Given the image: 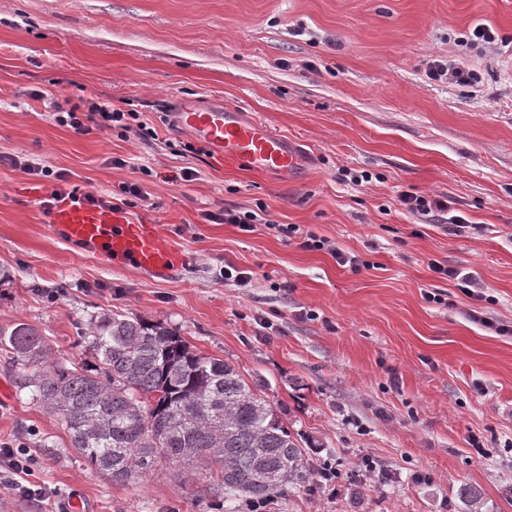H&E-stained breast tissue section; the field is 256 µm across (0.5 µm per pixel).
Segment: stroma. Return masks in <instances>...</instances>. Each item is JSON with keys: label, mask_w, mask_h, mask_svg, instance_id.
<instances>
[{"label": "stroma", "mask_w": 512, "mask_h": 512, "mask_svg": "<svg viewBox=\"0 0 512 512\" xmlns=\"http://www.w3.org/2000/svg\"><path fill=\"white\" fill-rule=\"evenodd\" d=\"M478 25L498 43L473 40ZM435 60L474 71L478 87L430 75ZM82 87L130 103L156 138L79 135L33 97L73 100ZM214 103L287 136L301 173L283 182L188 152L193 138L171 113ZM0 155L102 197L143 183L148 200L127 216L184 257L163 276L76 249L49 222L48 181L0 166V331L28 323L51 359L82 363L79 327L114 310L265 377L283 421L319 442L339 476L262 512H465L464 486L482 512H512V337L472 323L468 299L428 268L436 258L473 273L487 316L512 321V0H0ZM186 168L194 180H179ZM403 191L447 198L469 228L422 222ZM260 204L367 269L261 224L245 233L203 218ZM226 265L249 283L221 279ZM11 362L0 348V443L30 448L31 481L56 491L51 512H249L203 494L200 467L112 483L70 448L58 415L18 390ZM367 460L385 480L367 479Z\"/></svg>", "instance_id": "35a3bbf8"}]
</instances>
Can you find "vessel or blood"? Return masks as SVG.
Wrapping results in <instances>:
<instances>
[{"label":"vessel or blood","instance_id":"obj_1","mask_svg":"<svg viewBox=\"0 0 512 512\" xmlns=\"http://www.w3.org/2000/svg\"><path fill=\"white\" fill-rule=\"evenodd\" d=\"M175 121L215 155L257 172L285 178L303 162L286 137L265 122L244 119L233 106L185 108ZM50 222L71 245L93 250L109 261L128 262L159 275L173 273L181 265L180 251L163 243L154 225L134 223L120 210L65 198L52 210Z\"/></svg>","mask_w":512,"mask_h":512}]
</instances>
